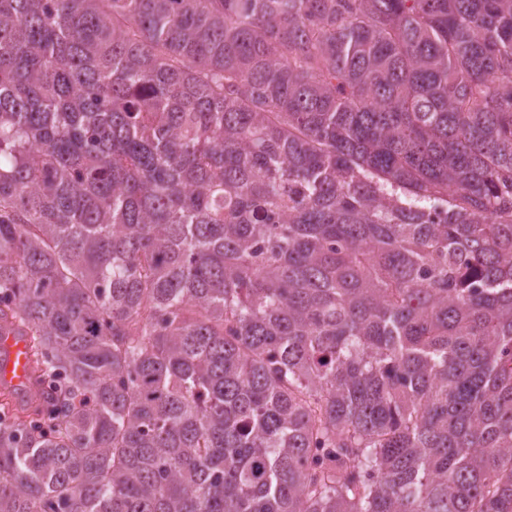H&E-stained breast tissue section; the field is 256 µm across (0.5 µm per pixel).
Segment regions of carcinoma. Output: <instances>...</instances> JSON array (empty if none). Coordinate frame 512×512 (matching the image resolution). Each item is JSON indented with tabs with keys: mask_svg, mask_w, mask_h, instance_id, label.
Wrapping results in <instances>:
<instances>
[{
	"mask_svg": "<svg viewBox=\"0 0 512 512\" xmlns=\"http://www.w3.org/2000/svg\"><path fill=\"white\" fill-rule=\"evenodd\" d=\"M6 327L0 512H512V0H0ZM29 336L20 331H0V390L10 391L19 399L33 389L37 374L29 355Z\"/></svg>",
	"mask_w": 512,
	"mask_h": 512,
	"instance_id": "obj_1",
	"label": "carcinoma"
}]
</instances>
